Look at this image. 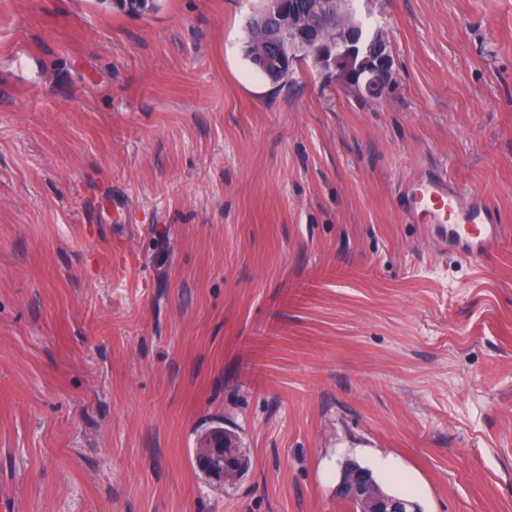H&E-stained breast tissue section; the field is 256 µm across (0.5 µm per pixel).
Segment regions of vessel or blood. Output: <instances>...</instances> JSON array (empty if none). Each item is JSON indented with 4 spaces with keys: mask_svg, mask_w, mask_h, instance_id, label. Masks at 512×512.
<instances>
[{
    "mask_svg": "<svg viewBox=\"0 0 512 512\" xmlns=\"http://www.w3.org/2000/svg\"><path fill=\"white\" fill-rule=\"evenodd\" d=\"M403 193L412 217L457 257H487L502 237L503 226L489 203L476 195L463 198L445 174L411 180Z\"/></svg>",
    "mask_w": 512,
    "mask_h": 512,
    "instance_id": "b4317fda",
    "label": "vessel or blood"
}]
</instances>
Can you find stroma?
Wrapping results in <instances>:
<instances>
[{
  "label": "stroma",
  "instance_id": "1",
  "mask_svg": "<svg viewBox=\"0 0 512 512\" xmlns=\"http://www.w3.org/2000/svg\"><path fill=\"white\" fill-rule=\"evenodd\" d=\"M259 5L0 0V501L352 512L351 458L421 512H512V0H358L379 99L309 59L272 84ZM443 170L504 226L485 259L403 208ZM217 424L231 485L194 463Z\"/></svg>",
  "mask_w": 512,
  "mask_h": 512
}]
</instances>
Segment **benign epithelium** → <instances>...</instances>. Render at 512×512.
<instances>
[{"label": "benign epithelium", "mask_w": 512, "mask_h": 512, "mask_svg": "<svg viewBox=\"0 0 512 512\" xmlns=\"http://www.w3.org/2000/svg\"><path fill=\"white\" fill-rule=\"evenodd\" d=\"M355 0H336V17L302 11L299 0H268V15L280 20L271 36L259 41L253 53L264 72H277L294 62L310 58L334 72L347 88L376 97L393 81L392 58L379 30L369 29L354 9ZM198 468L218 482L229 483L243 473L235 438L212 431L196 449ZM336 497L358 505V512H421L405 497L389 494L372 474L353 460L343 463Z\"/></svg>", "instance_id": "7a95c632"}]
</instances>
